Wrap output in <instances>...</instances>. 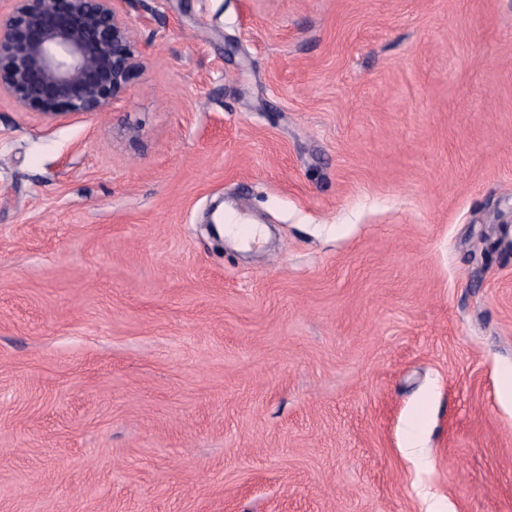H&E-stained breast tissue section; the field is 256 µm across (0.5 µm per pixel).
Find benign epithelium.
Returning <instances> with one entry per match:
<instances>
[{"label":"benign epithelium","mask_w":512,"mask_h":512,"mask_svg":"<svg viewBox=\"0 0 512 512\" xmlns=\"http://www.w3.org/2000/svg\"><path fill=\"white\" fill-rule=\"evenodd\" d=\"M0 22V94L59 121L102 112L145 64L124 0H9Z\"/></svg>","instance_id":"7a95c632"}]
</instances>
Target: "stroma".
Here are the masks:
<instances>
[{
	"label": "stroma",
	"mask_w": 512,
	"mask_h": 512,
	"mask_svg": "<svg viewBox=\"0 0 512 512\" xmlns=\"http://www.w3.org/2000/svg\"><path fill=\"white\" fill-rule=\"evenodd\" d=\"M124 9L0 96V512H512V0ZM0 19V95L59 121L103 112L145 64L126 0H7Z\"/></svg>",
	"instance_id": "stroma-1"
}]
</instances>
